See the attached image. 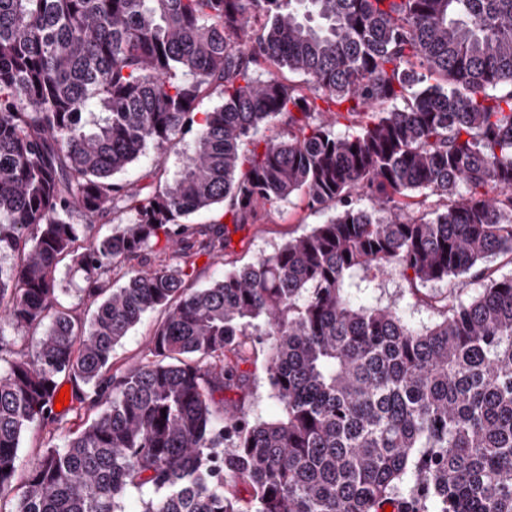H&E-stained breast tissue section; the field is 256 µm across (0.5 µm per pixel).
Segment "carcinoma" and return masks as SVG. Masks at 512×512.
<instances>
[{
  "instance_id": "cac0c4a2",
  "label": "carcinoma",
  "mask_w": 512,
  "mask_h": 512,
  "mask_svg": "<svg viewBox=\"0 0 512 512\" xmlns=\"http://www.w3.org/2000/svg\"><path fill=\"white\" fill-rule=\"evenodd\" d=\"M197 114L172 181L114 180L149 147L160 169ZM299 193L323 223L188 285L198 257L228 255L227 224ZM217 205L228 223L178 222ZM117 209L134 221L90 234ZM504 255L512 0H0L9 512H126L145 487L141 512H512V276L489 266ZM65 259L89 315L59 293ZM389 269L432 326L356 301L353 273L369 288ZM460 276L474 296L421 293ZM159 308L149 353L114 368ZM257 336L272 421L224 405ZM62 376L79 422L19 482L24 432L61 426Z\"/></svg>"
}]
</instances>
